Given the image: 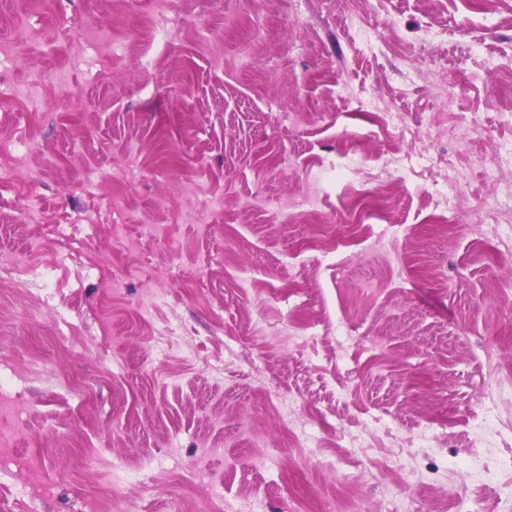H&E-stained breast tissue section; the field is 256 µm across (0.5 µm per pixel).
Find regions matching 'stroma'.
Listing matches in <instances>:
<instances>
[{
  "label": "stroma",
  "instance_id": "35a3bbf8",
  "mask_svg": "<svg viewBox=\"0 0 512 512\" xmlns=\"http://www.w3.org/2000/svg\"><path fill=\"white\" fill-rule=\"evenodd\" d=\"M0 0V42L18 19L38 31L0 51V252L40 245L42 276L0 265V378L15 405L0 428L25 432L0 454V512H86L113 460L138 482L115 502L144 512H217L188 463L210 449L237 512H377L396 493L416 512H458L474 466L482 506L512 512V255L493 257L469 221L485 173L512 142V0ZM384 38L355 42L353 21ZM169 43L152 41L156 27ZM152 58L143 68L144 58ZM374 95L424 131L475 116L438 146L470 171L462 223L434 221L432 176L379 175L419 144L352 120L346 98ZM354 145L363 164L326 184ZM408 236L377 249L379 216ZM328 258L305 252L312 238ZM255 288L242 290L241 273ZM164 304L150 307L153 293ZM340 321L364 345L341 343ZM181 334L165 358L152 345ZM499 390L503 438L476 454V399ZM341 435L371 416L357 479L323 467L333 449L294 448L314 412ZM448 418V443L413 436ZM279 449L264 465L268 449Z\"/></svg>",
  "mask_w": 512,
  "mask_h": 512
}]
</instances>
